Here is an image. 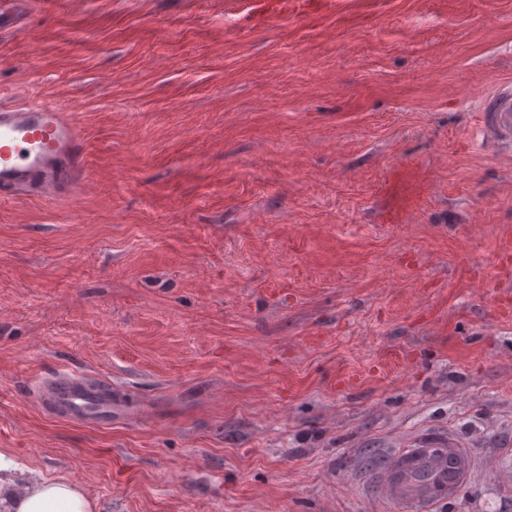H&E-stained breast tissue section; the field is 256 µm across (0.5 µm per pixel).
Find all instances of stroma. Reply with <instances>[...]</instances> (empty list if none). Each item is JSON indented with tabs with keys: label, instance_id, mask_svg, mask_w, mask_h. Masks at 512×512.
I'll list each match as a JSON object with an SVG mask.
<instances>
[{
	"label": "stroma",
	"instance_id": "obj_1",
	"mask_svg": "<svg viewBox=\"0 0 512 512\" xmlns=\"http://www.w3.org/2000/svg\"><path fill=\"white\" fill-rule=\"evenodd\" d=\"M5 0L0 91L71 112L90 187L0 207V452L93 512H377L367 453L484 444L438 512H512V0ZM112 385L92 425L38 378ZM244 19L251 25H261L274 16L288 15L297 7L305 13L329 11L334 0H247ZM479 133L483 142L496 146L512 144V82L500 84L479 102Z\"/></svg>",
	"mask_w": 512,
	"mask_h": 512
}]
</instances>
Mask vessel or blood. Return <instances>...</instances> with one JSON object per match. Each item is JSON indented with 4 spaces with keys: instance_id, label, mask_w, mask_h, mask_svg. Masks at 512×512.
I'll list each match as a JSON object with an SVG mask.
<instances>
[{
    "instance_id": "vessel-or-blood-1",
    "label": "vessel or blood",
    "mask_w": 512,
    "mask_h": 512,
    "mask_svg": "<svg viewBox=\"0 0 512 512\" xmlns=\"http://www.w3.org/2000/svg\"><path fill=\"white\" fill-rule=\"evenodd\" d=\"M334 0H246V22L260 25L297 10L313 13ZM479 133L490 145L512 144V82L500 84L479 103ZM91 181L87 140L66 112L41 99L22 104L0 100V203L34 196L53 200ZM40 399L91 424L111 422L117 402L111 387L89 377L58 373L37 384ZM478 462L452 430L424 428L405 447L383 450L363 471L361 487L388 512H435L474 480Z\"/></svg>"
}]
</instances>
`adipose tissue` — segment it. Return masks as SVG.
Listing matches in <instances>:
<instances>
[{"label": "adipose tissue", "mask_w": 512, "mask_h": 512, "mask_svg": "<svg viewBox=\"0 0 512 512\" xmlns=\"http://www.w3.org/2000/svg\"><path fill=\"white\" fill-rule=\"evenodd\" d=\"M19 466L0 453V507L5 512H90L92 504L61 478L23 479Z\"/></svg>", "instance_id": "obj_1"}]
</instances>
